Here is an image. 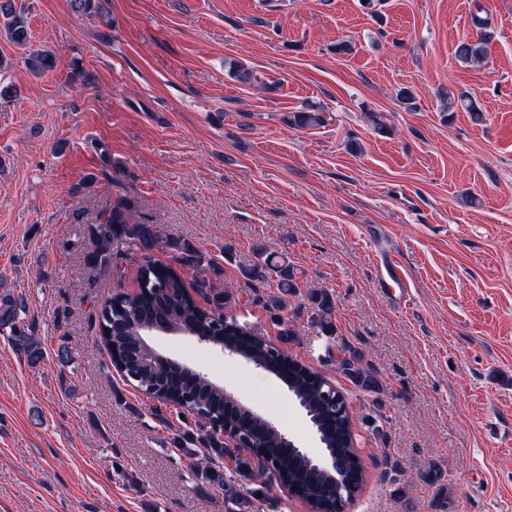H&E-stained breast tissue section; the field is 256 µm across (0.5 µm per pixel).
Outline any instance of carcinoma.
<instances>
[{
    "label": "carcinoma",
    "mask_w": 512,
    "mask_h": 512,
    "mask_svg": "<svg viewBox=\"0 0 512 512\" xmlns=\"http://www.w3.org/2000/svg\"><path fill=\"white\" fill-rule=\"evenodd\" d=\"M0 17L7 38L16 45L29 43V24L23 10H18L11 0L0 4ZM489 33L480 31L475 41H462L456 49V57L463 62H477L485 54ZM31 69L37 73L55 67V57L48 51H36L28 58ZM290 122L301 128L324 124L321 112H297L289 117ZM95 250L85 256L91 266L110 265L124 247L151 249L160 243L175 251V261L183 268L193 270L198 276L191 283L194 292L204 295L211 307L200 306L193 296L182 291V275L179 269L145 257L139 267L137 291L123 297L107 300V306L99 315V327L105 339L110 363L127 376L138 378L139 384L152 388L156 394L170 401L171 405L183 403L191 397L193 406L216 424L229 423L246 435L256 448L274 461L281 482L302 489L311 504L323 508L332 499V484L328 474L316 470L294 450L285 446L278 431L266 419L253 415L249 409L237 403L224 392V388L206 376L189 368L176 376L167 370L169 359L159 355L148 342L147 327L155 325L169 332L190 336H221L229 345H236L237 330L233 316H225L226 301L232 299L228 292L216 290L212 279L205 275L214 266L213 260L187 241L170 239L163 225L149 224L133 219L129 210L116 206L105 219L87 227ZM257 261L242 270L245 279L252 283L276 281V290L261 297L265 307L273 312L288 308V297L300 294L301 285L290 266L279 262L275 252L263 244L255 247ZM308 300L317 311L319 323L328 332H334L331 296L319 290L306 292ZM24 297L8 288L0 289V335L8 338L18 354L30 362L44 357L41 341L35 335L33 325L23 320L26 314ZM337 370L345 375L360 390L369 393L382 391V384L375 374L362 364L358 350L347 344L336 362ZM289 392L308 403L310 418L322 423L323 447L336 453L345 463L349 475L350 492L360 491L363 484V466L353 442L352 419L339 417L330 412L318 399L321 381L312 373L296 366L286 373ZM212 455H233L224 435L219 432L202 436ZM253 475L251 464L245 459H236V467L224 480L225 503L239 510L253 506L250 493L238 491L234 483L238 478Z\"/></svg>",
    "instance_id": "obj_1"
}]
</instances>
